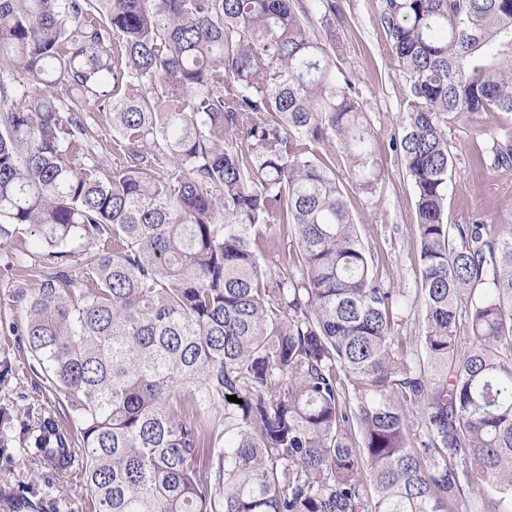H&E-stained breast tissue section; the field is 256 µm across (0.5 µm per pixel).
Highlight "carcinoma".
I'll return each instance as SVG.
<instances>
[{"label":"carcinoma","instance_id":"carcinoma-1","mask_svg":"<svg viewBox=\"0 0 512 512\" xmlns=\"http://www.w3.org/2000/svg\"><path fill=\"white\" fill-rule=\"evenodd\" d=\"M383 2L412 294L354 222L378 134L304 0H0V250L42 268L8 300L53 399L22 450L94 512H512V229L446 215L448 119L512 113V0ZM399 334L402 336H411L414 340H418L422 331V320L419 311L407 307L399 311Z\"/></svg>","mask_w":512,"mask_h":512}]
</instances>
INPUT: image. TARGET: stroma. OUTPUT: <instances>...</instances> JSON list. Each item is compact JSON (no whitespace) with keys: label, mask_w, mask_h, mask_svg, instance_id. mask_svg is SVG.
Returning <instances> with one entry per match:
<instances>
[{"label":"stroma","mask_w":512,"mask_h":512,"mask_svg":"<svg viewBox=\"0 0 512 512\" xmlns=\"http://www.w3.org/2000/svg\"><path fill=\"white\" fill-rule=\"evenodd\" d=\"M307 0L313 32L336 45L340 68L355 81L360 101L378 132L377 156L384 169L375 196L355 192L348 203L366 247L378 254L377 272L385 286L413 289L418 279L417 220L414 189L399 157L390 146L405 108L409 79L389 46L380 22L382 0ZM512 133V113L487 112L475 121L458 119L448 125L455 161L448 180V221L512 225V167L476 172L472 158ZM13 372L0 379V409L10 422L0 427L7 451L0 455V512H89V495L79 480L65 478L38 462L22 460L24 425L50 406L35 388L34 360L19 337L0 328V352Z\"/></svg>","instance_id":"stroma-1"}]
</instances>
